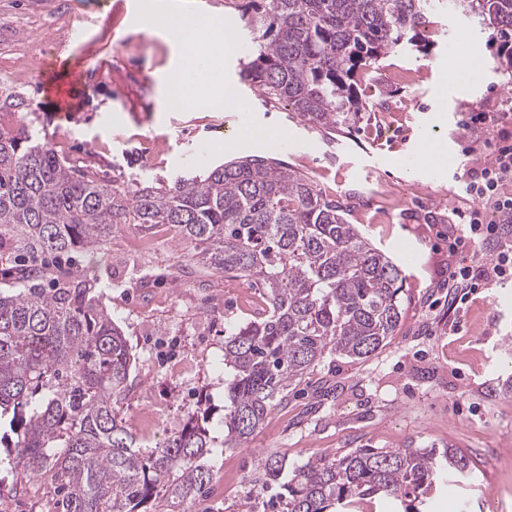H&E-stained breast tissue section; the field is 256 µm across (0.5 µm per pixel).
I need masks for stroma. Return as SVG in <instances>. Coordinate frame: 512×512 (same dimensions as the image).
<instances>
[{"label":"stroma","instance_id":"35a3bbf8","mask_svg":"<svg viewBox=\"0 0 512 512\" xmlns=\"http://www.w3.org/2000/svg\"><path fill=\"white\" fill-rule=\"evenodd\" d=\"M143 0H0V95L16 103L12 127L37 133L60 157L91 168L107 186L148 180L170 185L226 161L258 155L313 179L348 212L349 223L388 254L405 276L401 320L372 356L323 359L271 410L240 447L214 452L212 484L183 512L262 508L260 462L280 453L295 468L356 448H460L478 463L471 478L445 480L428 512H512V280L477 289L467 304L448 307V241L443 233L468 209L469 171L490 133L465 131L469 117L502 111L512 101V70L486 68L449 83L459 38L469 53L495 60L492 30L472 15L435 17L429 53L400 49L369 69L373 109L335 134L302 121L285 103L245 84L253 35L241 14L246 0H181V8L213 17L237 32L214 76L240 100L231 110L168 102L163 87L174 70L165 31L136 23ZM84 29V45L75 32ZM86 58L81 110L66 118L35 73L37 62L75 52ZM111 66L98 72V54ZM255 127L286 130L294 148L256 141L226 148L235 117ZM445 146L449 169L433 178L407 159L422 134ZM95 292L122 328L134 356L119 405L127 421L154 414V448L195 409L220 407L216 362L224 330L249 320L241 307L248 282L203 268L191 247L160 226L123 227L104 247L57 260Z\"/></svg>","mask_w":512,"mask_h":512}]
</instances>
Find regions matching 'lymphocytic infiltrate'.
Masks as SVG:
<instances>
[{
  "instance_id": "f902f5d3",
  "label": "lymphocytic infiltrate",
  "mask_w": 512,
  "mask_h": 512,
  "mask_svg": "<svg viewBox=\"0 0 512 512\" xmlns=\"http://www.w3.org/2000/svg\"><path fill=\"white\" fill-rule=\"evenodd\" d=\"M473 128L492 127L497 131L494 146L474 170L468 185L475 205L459 212L458 221L448 227V254L455 260L448 268V307L456 309L462 296L490 284L512 280V247L503 244L506 225L512 224V196L501 195L504 182L512 180V131L499 125L497 116L482 112L471 119ZM492 209L496 219L484 223L483 209ZM493 245L491 255L464 256L465 243Z\"/></svg>"
}]
</instances>
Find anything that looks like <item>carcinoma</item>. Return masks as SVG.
Wrapping results in <instances>:
<instances>
[{"mask_svg": "<svg viewBox=\"0 0 512 512\" xmlns=\"http://www.w3.org/2000/svg\"><path fill=\"white\" fill-rule=\"evenodd\" d=\"M471 14L508 48L512 0H258L247 9L254 59L242 79L328 131L366 111L367 68L432 39L429 19ZM167 225L205 268L262 288L264 308L224 331V415L191 416L145 454L117 402L133 357L121 328L84 280L0 291V447L14 494H53L47 512H174L212 482L213 449L238 447L328 355L360 360L395 331L401 268L348 223L344 206L290 167L247 156L172 186L108 187L27 130L0 122V240L30 252L96 250L124 225ZM266 503L282 512H347L385 495L422 512L445 477H471L459 448H356L288 471L261 464Z\"/></svg>", "mask_w": 512, "mask_h": 512, "instance_id": "1", "label": "carcinoma"}]
</instances>
